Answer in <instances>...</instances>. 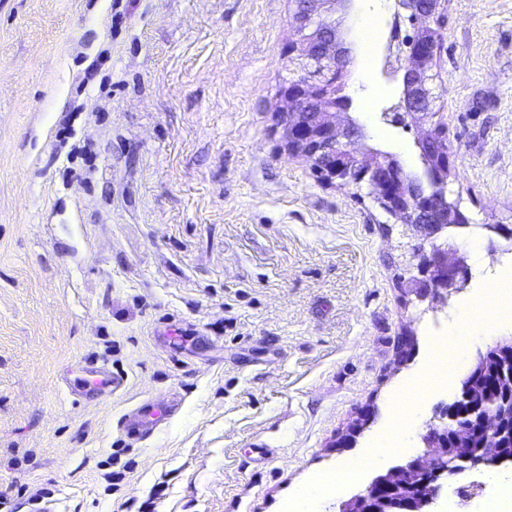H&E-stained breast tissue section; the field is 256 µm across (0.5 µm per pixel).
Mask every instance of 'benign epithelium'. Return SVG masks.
<instances>
[{
	"instance_id": "7a95c632",
	"label": "benign epithelium",
	"mask_w": 512,
	"mask_h": 512,
	"mask_svg": "<svg viewBox=\"0 0 512 512\" xmlns=\"http://www.w3.org/2000/svg\"><path fill=\"white\" fill-rule=\"evenodd\" d=\"M354 0H295L293 24L298 39L293 63L302 75L284 85L280 126L291 153L304 156L317 178L326 184L364 185L368 195L399 224H408L434 243L416 264V274L407 291L419 303H446L448 296L468 284L464 257L447 243L450 224H467L469 217L448 200L451 175L448 148L439 124L434 121L431 69L439 46V32L445 27L446 0H394L387 52L397 67L390 75L399 78V102L385 108L382 118L391 125L410 122L419 128L418 147L428 167L425 180L406 177L400 163L389 157L359 154L355 143L362 136L360 126L349 117L352 99L344 93L343 68L349 48L325 16L336 4ZM498 361L503 382L512 379V349L489 346L477 352L473 370L485 368L490 359ZM462 403L468 405L477 424L474 434L485 436L491 448L512 443V399L499 400L492 414L482 412L479 390L473 383L463 385ZM459 403L442 408L421 436L424 452L374 477L364 488L342 501L338 512H430L435 496L463 475L487 466L512 463V456L491 458L469 448L471 435L454 424ZM454 440L457 460L448 465V440ZM408 487L409 498L399 495Z\"/></svg>"
}]
</instances>
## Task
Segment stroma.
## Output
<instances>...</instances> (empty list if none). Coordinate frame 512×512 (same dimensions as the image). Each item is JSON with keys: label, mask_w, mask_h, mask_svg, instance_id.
Here are the masks:
<instances>
[{"label": "stroma", "mask_w": 512, "mask_h": 512, "mask_svg": "<svg viewBox=\"0 0 512 512\" xmlns=\"http://www.w3.org/2000/svg\"><path fill=\"white\" fill-rule=\"evenodd\" d=\"M393 0L337 11L360 152L423 171L414 127L381 110ZM292 0H0V512H286L314 475L372 447L432 326L461 350L457 389L491 336L452 314L512 255V0H448L431 72L481 267L448 302L412 305L402 236L357 185L321 183L284 149ZM173 323L191 336L160 341ZM127 376L77 403L57 377L85 357ZM181 398L131 442L124 413ZM429 389L404 449L315 495L337 512L423 451ZM351 449L336 440L360 415Z\"/></svg>", "instance_id": "35a3bbf8"}]
</instances>
